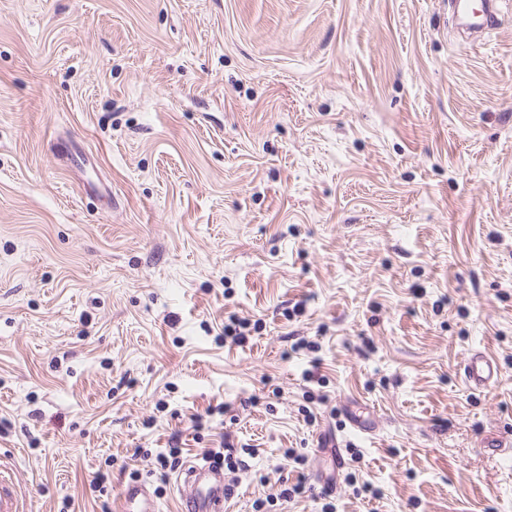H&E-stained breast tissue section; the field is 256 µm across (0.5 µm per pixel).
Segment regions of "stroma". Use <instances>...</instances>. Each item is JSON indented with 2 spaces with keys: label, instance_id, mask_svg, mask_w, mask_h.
Here are the masks:
<instances>
[{
  "label": "stroma",
  "instance_id": "obj_1",
  "mask_svg": "<svg viewBox=\"0 0 512 512\" xmlns=\"http://www.w3.org/2000/svg\"><path fill=\"white\" fill-rule=\"evenodd\" d=\"M353 395L378 428L335 512H512L484 446L512 438V12L475 38L448 0H0V464L28 512L116 507L143 450L228 432L226 512H321ZM465 387L472 391H485L501 378L497 360L482 350H472L460 368Z\"/></svg>",
  "mask_w": 512,
  "mask_h": 512
}]
</instances>
